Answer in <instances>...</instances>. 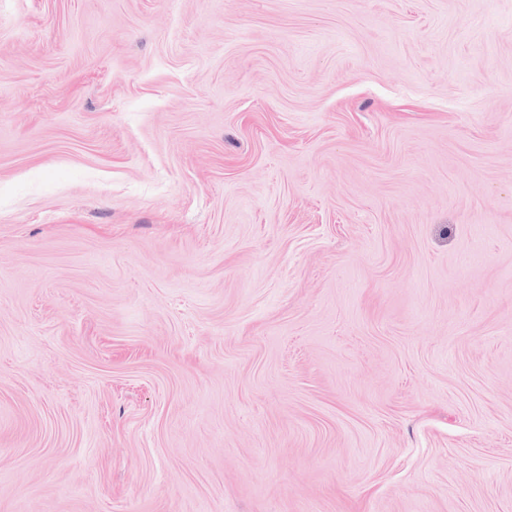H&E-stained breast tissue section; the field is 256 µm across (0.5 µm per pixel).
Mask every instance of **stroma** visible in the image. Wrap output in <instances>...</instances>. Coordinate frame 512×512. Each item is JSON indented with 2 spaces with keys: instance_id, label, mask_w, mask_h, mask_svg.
Wrapping results in <instances>:
<instances>
[{
  "instance_id": "stroma-1",
  "label": "stroma",
  "mask_w": 512,
  "mask_h": 512,
  "mask_svg": "<svg viewBox=\"0 0 512 512\" xmlns=\"http://www.w3.org/2000/svg\"><path fill=\"white\" fill-rule=\"evenodd\" d=\"M0 512H512V0H0Z\"/></svg>"
}]
</instances>
